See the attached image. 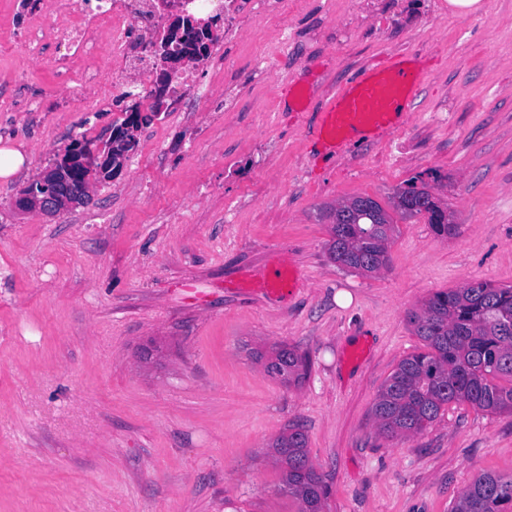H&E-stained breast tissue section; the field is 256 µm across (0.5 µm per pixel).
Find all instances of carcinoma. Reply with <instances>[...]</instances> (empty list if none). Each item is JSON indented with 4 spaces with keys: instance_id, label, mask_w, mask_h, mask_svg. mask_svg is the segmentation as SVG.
I'll return each mask as SVG.
<instances>
[{
    "instance_id": "carcinoma-1",
    "label": "carcinoma",
    "mask_w": 512,
    "mask_h": 512,
    "mask_svg": "<svg viewBox=\"0 0 512 512\" xmlns=\"http://www.w3.org/2000/svg\"><path fill=\"white\" fill-rule=\"evenodd\" d=\"M347 229L330 227L328 256L361 273L387 266L394 224H376L363 212L350 216ZM422 349L403 358L383 384L372 408L375 423L388 436L420 433L450 404H470L495 415H512V287L471 280L434 293L410 315ZM268 375L300 383L306 358L290 345L276 347ZM272 448L285 473L288 493L301 512H324L325 485L309 463L304 431L290 425ZM512 504V478L483 472L462 491L451 512H502Z\"/></svg>"
}]
</instances>
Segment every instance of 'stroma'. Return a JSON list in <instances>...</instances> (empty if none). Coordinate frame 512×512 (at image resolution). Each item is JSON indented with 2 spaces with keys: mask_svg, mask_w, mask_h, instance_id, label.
Instances as JSON below:
<instances>
[{
  "mask_svg": "<svg viewBox=\"0 0 512 512\" xmlns=\"http://www.w3.org/2000/svg\"><path fill=\"white\" fill-rule=\"evenodd\" d=\"M292 0L288 61L221 119L169 124L144 177L91 181L90 201L47 214L21 190L77 131L107 140L114 109L32 112L62 82L23 49L28 0H0V512H298L272 442L308 437L326 512H451L480 472L512 475V417L452 404L425 431L381 433L372 407L421 342L408 315L434 292L512 285V0L465 16L429 0ZM423 55L408 121L342 157L313 155L328 93L386 53ZM24 73L16 81L15 73ZM211 126L190 142L192 126ZM431 191L458 232L402 219L390 264L330 261L325 211L357 196L383 208L405 182ZM285 248L303 282L288 302L231 282ZM305 353L308 377L269 376L257 350Z\"/></svg>",
  "mask_w": 512,
  "mask_h": 512,
  "instance_id": "stroma-1",
  "label": "stroma"
}]
</instances>
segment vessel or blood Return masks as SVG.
<instances>
[{
	"mask_svg": "<svg viewBox=\"0 0 512 512\" xmlns=\"http://www.w3.org/2000/svg\"><path fill=\"white\" fill-rule=\"evenodd\" d=\"M425 71L417 54L389 53L381 68L365 70L355 81L338 86L328 97L314 138L328 156L340 155L356 131H372L382 139L408 114V104L421 86ZM291 257L283 251L268 253L263 269L251 280L236 283L240 293H256L269 300L286 301L301 281L287 275Z\"/></svg>",
	"mask_w": 512,
	"mask_h": 512,
	"instance_id": "vessel-or-blood-1",
	"label": "vessel or blood"
}]
</instances>
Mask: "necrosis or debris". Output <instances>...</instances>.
Returning a JSON list of instances; mask_svg holds the SVG:
<instances>
[{"label": "necrosis or debris", "instance_id": "necrosis-or-debris-1", "mask_svg": "<svg viewBox=\"0 0 512 512\" xmlns=\"http://www.w3.org/2000/svg\"><path fill=\"white\" fill-rule=\"evenodd\" d=\"M285 0H61L65 21L49 25V43L60 76H68L71 63L91 54L99 36H106L110 68L107 76L87 85L76 82L59 101L36 99L38 112H92L120 102L125 112H155L159 127L193 109L222 113L234 111L235 99L217 100L202 74L208 66L225 65L224 46L237 40L247 26L260 25L277 16ZM208 22L211 36L203 58L174 73L160 85L159 56L147 49L172 15Z\"/></svg>", "mask_w": 512, "mask_h": 512}]
</instances>
